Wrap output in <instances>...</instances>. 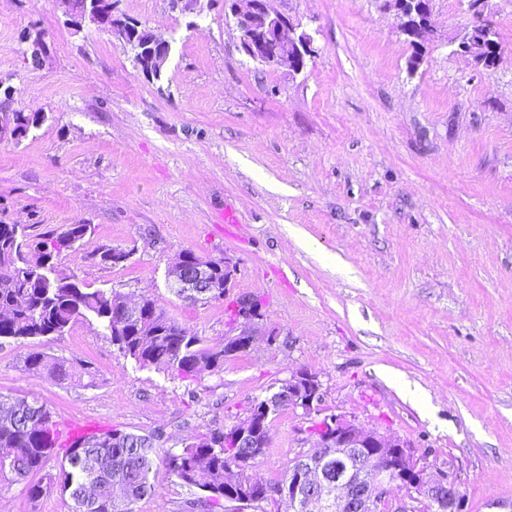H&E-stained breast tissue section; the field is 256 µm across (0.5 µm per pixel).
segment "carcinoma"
<instances>
[{"mask_svg":"<svg viewBox=\"0 0 512 512\" xmlns=\"http://www.w3.org/2000/svg\"><path fill=\"white\" fill-rule=\"evenodd\" d=\"M466 37L497 67L502 47L496 31L481 24ZM13 225L0 223V340L54 338L76 321L95 322L125 357L141 368L164 369L183 379L224 366V345L209 346L179 325L149 299L136 314L118 318L112 303L123 298L116 289L89 290L80 281L63 282L54 260L63 252L79 253L89 224H68L60 232L33 237L28 226L16 236ZM24 371L46 373L59 382L76 376L73 366L41 351L24 360ZM0 410V479L21 480L37 472L55 449L52 416L46 406L25 398ZM159 449L151 437L117 428L91 434L65 449L56 486L69 496L75 512H136L154 492L151 481ZM168 468L182 487L204 492L210 507L224 500V481L256 460L253 448H236L226 428L209 438L165 453Z\"/></svg>","mask_w":512,"mask_h":512,"instance_id":"carcinoma-1","label":"carcinoma"}]
</instances>
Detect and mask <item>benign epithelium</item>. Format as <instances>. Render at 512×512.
Listing matches in <instances>:
<instances>
[{"instance_id":"1","label":"benign epithelium","mask_w":512,"mask_h":512,"mask_svg":"<svg viewBox=\"0 0 512 512\" xmlns=\"http://www.w3.org/2000/svg\"><path fill=\"white\" fill-rule=\"evenodd\" d=\"M90 7L76 16L67 9L69 24L79 29L88 22L107 32L124 45L138 44L146 59L144 73L152 76L163 70L169 60L171 44L140 26H131L112 14V0H89ZM231 13L239 33L241 50L252 61L284 66L295 74L304 70L306 60L314 55L313 38L297 32L288 16L270 10V0H231ZM393 4L400 31L417 44L430 27L431 0H389ZM224 287L216 280L217 263L191 261L181 253L168 267L170 288L194 301L221 298L234 287L236 263L224 257ZM238 316L224 333V355L251 348L259 335L263 319L255 298L241 294L236 298ZM323 398L317 375L306 370L292 373L279 387L278 394L262 406L248 410L233 425L236 447L265 448L269 444L272 409L283 402L301 410L306 417L316 412ZM264 490L266 498L285 499L291 512H377L393 489L406 494L433 498L438 512H463V499L452 473L432 471L421 463L411 446L398 437L384 436L360 424L333 415L317 433L313 446L292 465L288 477V496L277 492L261 479L249 476L238 482L230 480L224 493L225 503L236 510L256 507L258 500L236 493L237 484Z\"/></svg>"}]
</instances>
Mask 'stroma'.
<instances>
[{
    "mask_svg": "<svg viewBox=\"0 0 512 512\" xmlns=\"http://www.w3.org/2000/svg\"><path fill=\"white\" fill-rule=\"evenodd\" d=\"M467 3L432 0L412 72L386 0H271L314 39L292 75L244 55L224 0L198 18L170 0H115V15L171 38L155 79L111 35L68 25L65 0H0V84L11 109L45 116L0 140V219L34 236L90 225L58 274L149 296L206 344L223 343L235 296L264 311L254 346L195 380L139 367L83 320L54 340L1 341L0 396L176 452L304 369L323 384L322 415L453 469L464 512H512V0H483L504 48L490 72L456 51L476 19ZM29 33L43 36L41 64L26 59ZM102 246L132 255L102 265ZM186 249L236 260L231 295L169 290L167 265ZM33 351L94 376L27 374ZM314 423L276 415L253 474L281 482ZM62 455L32 474L48 486L38 500L28 481L0 480V512H73L52 483ZM151 480L137 512H182L191 493L167 467Z\"/></svg>",
    "mask_w": 512,
    "mask_h": 512,
    "instance_id": "1",
    "label": "stroma"
}]
</instances>
